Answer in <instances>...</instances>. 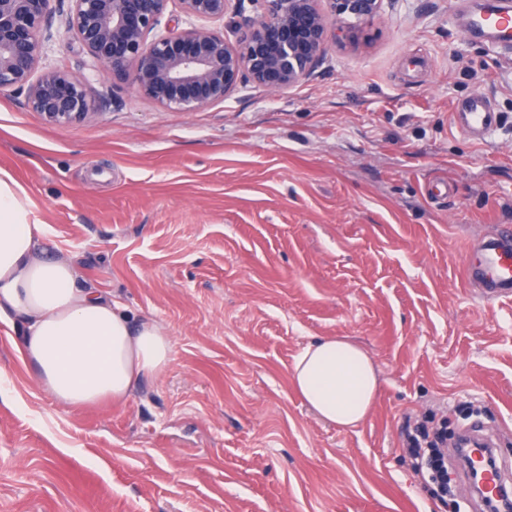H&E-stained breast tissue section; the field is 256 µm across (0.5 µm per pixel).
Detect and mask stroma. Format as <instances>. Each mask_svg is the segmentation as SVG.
Returning a JSON list of instances; mask_svg holds the SVG:
<instances>
[{
    "label": "stroma",
    "instance_id": "stroma-1",
    "mask_svg": "<svg viewBox=\"0 0 512 512\" xmlns=\"http://www.w3.org/2000/svg\"><path fill=\"white\" fill-rule=\"evenodd\" d=\"M462 8L386 0L307 81L195 112L106 78V108L51 124L0 91V171L47 250L173 338L127 402L67 412L0 321V512H442L404 415L476 402L512 446V302L464 279L473 242L512 225V46L465 33ZM478 94L499 117L480 144L451 119ZM332 336L379 379L353 429L291 384Z\"/></svg>",
    "mask_w": 512,
    "mask_h": 512
}]
</instances>
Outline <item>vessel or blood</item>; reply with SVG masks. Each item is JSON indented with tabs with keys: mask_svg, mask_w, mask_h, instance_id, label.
<instances>
[{
	"mask_svg": "<svg viewBox=\"0 0 512 512\" xmlns=\"http://www.w3.org/2000/svg\"><path fill=\"white\" fill-rule=\"evenodd\" d=\"M471 25L496 32L500 42L512 40V13L501 10L498 0H482ZM452 123L469 139L482 143L494 134L497 119L490 101L477 95L464 107L454 108ZM470 253L465 267L468 286L476 288L488 301L512 298V228L501 227L473 246Z\"/></svg>",
	"mask_w": 512,
	"mask_h": 512,
	"instance_id": "1",
	"label": "vessel or blood"
}]
</instances>
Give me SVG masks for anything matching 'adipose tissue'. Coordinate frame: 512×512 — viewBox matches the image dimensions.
Listing matches in <instances>:
<instances>
[{"mask_svg": "<svg viewBox=\"0 0 512 512\" xmlns=\"http://www.w3.org/2000/svg\"><path fill=\"white\" fill-rule=\"evenodd\" d=\"M43 237L24 188L0 172V315L22 327L20 358L63 410L125 402L167 367L172 338L153 320L132 321L110 294L78 287L73 260L48 255ZM291 381L320 418L345 429L365 419L378 391L368 354L336 337L306 346Z\"/></svg>", "mask_w": 512, "mask_h": 512, "instance_id": "1", "label": "adipose tissue"}]
</instances>
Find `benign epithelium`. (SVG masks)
<instances>
[{"instance_id":"1","label":"benign epithelium","mask_w":512,"mask_h":512,"mask_svg":"<svg viewBox=\"0 0 512 512\" xmlns=\"http://www.w3.org/2000/svg\"><path fill=\"white\" fill-rule=\"evenodd\" d=\"M252 15L243 16L244 3ZM385 0H0V90L52 124L102 107L90 79L45 63L52 19L112 77L171 111L224 102L242 87L282 90L307 80L331 42L353 36ZM175 5L190 20L162 25Z\"/></svg>"}]
</instances>
